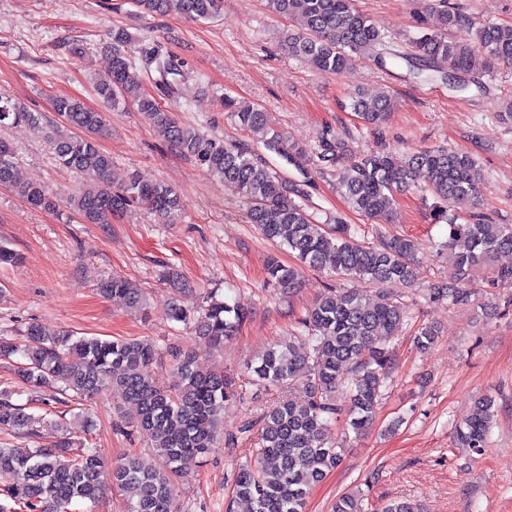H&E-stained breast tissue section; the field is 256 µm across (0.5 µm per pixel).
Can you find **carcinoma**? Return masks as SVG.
<instances>
[{
  "label": "carcinoma",
  "mask_w": 512,
  "mask_h": 512,
  "mask_svg": "<svg viewBox=\"0 0 512 512\" xmlns=\"http://www.w3.org/2000/svg\"><path fill=\"white\" fill-rule=\"evenodd\" d=\"M430 7L437 15L438 29L422 28L412 41L410 66L417 73L439 72L448 86L462 91L486 69L493 57L512 63V25L473 20L443 5ZM145 14L175 11L196 21L216 17L224 0H135ZM267 9L283 18L299 21L287 30L283 45L288 53L304 58L318 73L343 74L354 55L369 52L380 66L385 37L357 10L353 0H265ZM468 30V42L448 37V32ZM107 49L110 69L96 78V90L108 105L127 101L146 113L161 136L185 154L206 166L213 175L248 205V223L273 245L292 252L297 266L271 260L267 272L284 292L297 288L301 270L325 271L330 275L367 280L377 285H409L419 277L416 245L407 237L393 236L377 246L359 244L350 224L337 223L332 232L313 219L300 199L302 185L271 172L251 147L239 142L226 144L197 129L180 124L171 113L142 89L141 76L131 56V37L114 29ZM234 113L238 126L264 137L265 146L288 164L304 170L308 149L288 139L269 113L252 105L223 101ZM350 108L361 122L380 126L393 111L390 96L356 92ZM56 118L32 112L20 102L0 96V127L26 123L43 134L52 145L57 161L84 177L82 185L68 193L66 204L85 224H110L137 204L151 211L162 223L172 224L182 209L180 196L161 183L132 177L116 186L110 180L112 157L103 152L98 139L109 131L106 113L87 108L78 99H53ZM344 139L321 137L314 153L318 161L337 163L348 159L347 174L339 190L364 217L393 221L397 196L423 174L429 190L440 201L431 213L440 223L452 208L479 204L483 176L475 160L445 147L418 150L398 163L392 154L370 152L347 157ZM0 186L6 187L30 206L55 208V198L41 184L22 182L16 175L12 145L0 139ZM448 244L455 246V263L460 267L489 264L498 254L512 252V224H492L473 218L464 224L448 225ZM161 278L179 292L187 285L182 274L169 266ZM99 294L119 298L134 311L147 309L144 295L120 275L99 283ZM437 300L463 305L469 292L454 282L430 289ZM406 310L382 294L374 300L357 288L330 291L305 309L297 319V336L288 343L274 342L247 365L243 376L224 374L197 366L194 351H168L181 378L174 389L158 386L152 365L163 350L150 339L106 340L77 336L69 331L49 332L28 323L21 338L0 337V360L19 359L22 387L0 389V432L24 430L35 446L25 453L0 446V512H70L76 501L98 503L110 483L127 495V512H178V479L191 465L209 454L219 440L232 448L242 436H255L254 459L235 468L231 498L247 501L252 512H305L311 489L341 462V453L329 444V427L339 408L336 392L350 401L349 428L357 435L372 423L375 406L387 386L391 355L381 341L399 332ZM172 323L194 329L203 348L217 350L233 338L246 321V313L208 294L194 311L172 304L167 312ZM438 330L431 325L417 329L415 347L425 351L435 342ZM301 383L307 401L297 404L288 398L270 407L259 423H242L236 430L222 432L224 407L244 396L248 385L283 386ZM54 389L68 395L79 406L103 390H112L122 403L134 407L127 426L150 434L151 455L163 461L160 469L138 454L107 466L95 448H75L66 437L48 443L36 429L41 417L26 412L21 398L28 390ZM494 417V401L481 397L469 417L456 430L459 442L480 448L485 443ZM332 512H365L362 496L339 497Z\"/></svg>",
  "instance_id": "carcinoma-1"
}]
</instances>
